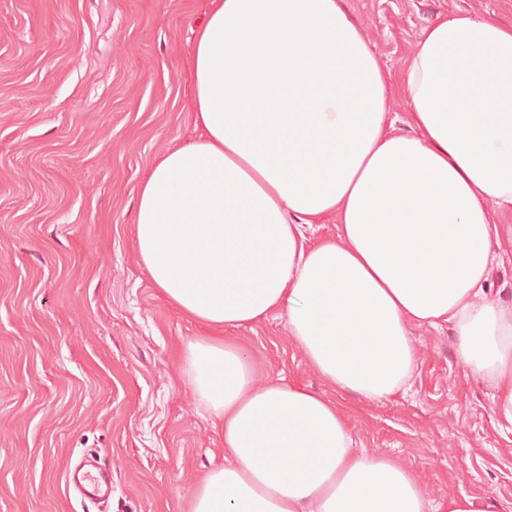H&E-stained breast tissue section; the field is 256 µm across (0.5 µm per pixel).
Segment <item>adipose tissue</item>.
<instances>
[{
	"mask_svg": "<svg viewBox=\"0 0 512 512\" xmlns=\"http://www.w3.org/2000/svg\"><path fill=\"white\" fill-rule=\"evenodd\" d=\"M188 83L198 135L144 174L133 222L152 285L208 330L182 371L224 462L191 512H431L407 466L320 394L259 382L227 332L285 316L312 370L373 401L412 379L415 329L446 326L512 425V303L484 291L512 242V23L437 15L394 77L343 0H208Z\"/></svg>",
	"mask_w": 512,
	"mask_h": 512,
	"instance_id": "ef3b65f1",
	"label": "adipose tissue"
}]
</instances>
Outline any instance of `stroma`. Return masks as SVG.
Returning a JSON list of instances; mask_svg holds the SVG:
<instances>
[{
	"mask_svg": "<svg viewBox=\"0 0 512 512\" xmlns=\"http://www.w3.org/2000/svg\"><path fill=\"white\" fill-rule=\"evenodd\" d=\"M344 3L394 75L436 15L512 22V0ZM205 4L0 0V512H190L224 460L180 372L203 330L152 286L132 224L145 172L195 136L184 61ZM232 336L258 380L323 394L435 503H512V432L450 330H416L410 388L377 401L326 384L284 319ZM88 455L112 471L103 509L68 488Z\"/></svg>",
	"mask_w": 512,
	"mask_h": 512,
	"instance_id": "35a3bbf8",
	"label": "stroma"
}]
</instances>
